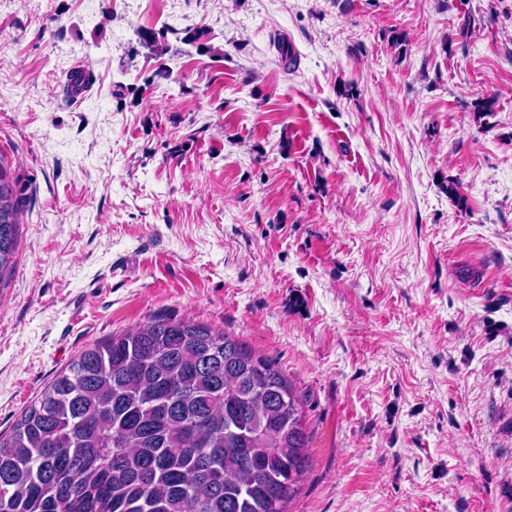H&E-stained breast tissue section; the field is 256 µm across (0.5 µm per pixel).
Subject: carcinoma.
Returning a JSON list of instances; mask_svg holds the SVG:
<instances>
[{
	"mask_svg": "<svg viewBox=\"0 0 512 512\" xmlns=\"http://www.w3.org/2000/svg\"><path fill=\"white\" fill-rule=\"evenodd\" d=\"M20 216L0 166V284ZM302 408L242 340L150 320L85 348L0 433V512H284Z\"/></svg>",
	"mask_w": 512,
	"mask_h": 512,
	"instance_id": "cac0c4a2",
	"label": "carcinoma"
}]
</instances>
